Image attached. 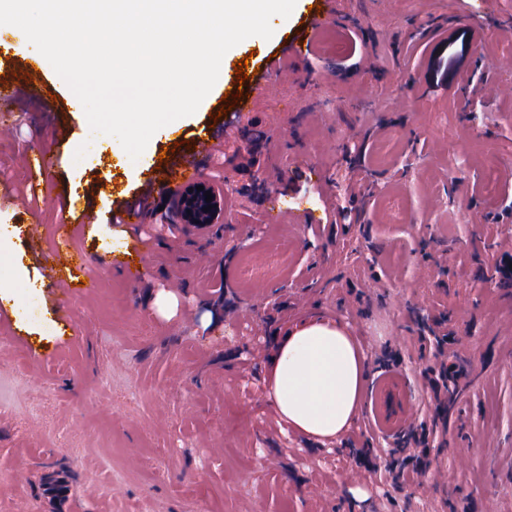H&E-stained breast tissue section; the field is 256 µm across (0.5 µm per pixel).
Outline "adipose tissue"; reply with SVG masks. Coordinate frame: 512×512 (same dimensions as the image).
Masks as SVG:
<instances>
[{"mask_svg":"<svg viewBox=\"0 0 512 512\" xmlns=\"http://www.w3.org/2000/svg\"><path fill=\"white\" fill-rule=\"evenodd\" d=\"M369 378L346 325L323 315L286 329L264 364L265 395L282 431L319 443L354 424Z\"/></svg>","mask_w":512,"mask_h":512,"instance_id":"ef3b65f1","label":"adipose tissue"}]
</instances>
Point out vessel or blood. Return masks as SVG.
<instances>
[{
  "mask_svg": "<svg viewBox=\"0 0 512 512\" xmlns=\"http://www.w3.org/2000/svg\"><path fill=\"white\" fill-rule=\"evenodd\" d=\"M335 17L333 0H320L319 9L313 12L309 21L294 36L286 40L282 54L295 58L306 56L323 25L334 20ZM46 82L47 76L43 70L29 68L27 79L23 84L16 85L0 80V101L37 97ZM224 127L223 119L218 118L196 129L190 141V159L175 163L168 172L169 177L185 182L193 180L196 175L194 155L210 151L223 138ZM150 196V189L142 188L117 198L113 202L112 213L121 223L131 226L138 224L144 210V202ZM52 202L67 214L69 222L58 225L59 245L52 252L42 255L41 261L51 272L60 291L67 294L71 291L68 274L82 264L81 254L71 252L69 249L74 235L73 227L77 224L92 223L93 218L88 212L77 210L72 206L67 189H60ZM406 398L404 381L400 375L389 371L379 374L375 386L372 421L376 430L397 441L405 437L415 423Z\"/></svg>",
  "mask_w": 512,
  "mask_h": 512,
  "instance_id": "obj_1",
  "label": "vessel or blood"
}]
</instances>
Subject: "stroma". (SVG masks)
I'll use <instances>...</instances> for the list:
<instances>
[{
  "mask_svg": "<svg viewBox=\"0 0 512 512\" xmlns=\"http://www.w3.org/2000/svg\"><path fill=\"white\" fill-rule=\"evenodd\" d=\"M309 5L296 0L271 39H245L225 66L280 54ZM333 6L350 26L324 27L305 61L282 57L270 82L242 86L251 111L198 157L223 223L148 213L126 238L85 225L72 246L87 288L66 295L37 258L62 222L58 187L95 215L147 183L174 187L172 128L192 135L235 100L210 92L134 160L92 133L25 34L0 25L12 47L0 77L22 83L36 64L50 86L40 103L0 105V512H50L42 485L57 475L71 486L63 512H512V284L493 274L512 253V0ZM338 32L354 53L337 55ZM43 153L52 167H35ZM272 239L278 273L242 266ZM128 250L140 281L113 271ZM316 314L347 324L371 374L396 355L430 431L423 470L392 469V439L363 415L329 448L281 432L263 364L278 331ZM443 360L460 378L442 420L427 371Z\"/></svg>",
  "mask_w": 512,
  "mask_h": 512,
  "instance_id": "35a3bbf8",
  "label": "stroma"
}]
</instances>
